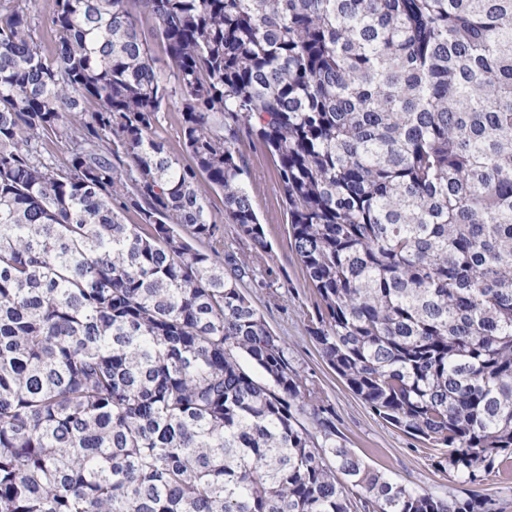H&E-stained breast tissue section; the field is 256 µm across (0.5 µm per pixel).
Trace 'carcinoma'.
Masks as SVG:
<instances>
[{
	"instance_id": "cac0c4a2",
	"label": "carcinoma",
	"mask_w": 512,
	"mask_h": 512,
	"mask_svg": "<svg viewBox=\"0 0 512 512\" xmlns=\"http://www.w3.org/2000/svg\"><path fill=\"white\" fill-rule=\"evenodd\" d=\"M31 2L0 0V512H494L336 445L208 194L265 249L267 147L322 357L482 481L512 458V0H54L50 51ZM158 133L166 141L172 153L176 155L182 153L180 126L177 112H164L161 114Z\"/></svg>"
}]
</instances>
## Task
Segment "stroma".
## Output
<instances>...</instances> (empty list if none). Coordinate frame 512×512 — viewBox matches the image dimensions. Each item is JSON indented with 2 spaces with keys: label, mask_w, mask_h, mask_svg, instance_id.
Instances as JSON below:
<instances>
[{
  "label": "stroma",
  "mask_w": 512,
  "mask_h": 512,
  "mask_svg": "<svg viewBox=\"0 0 512 512\" xmlns=\"http://www.w3.org/2000/svg\"><path fill=\"white\" fill-rule=\"evenodd\" d=\"M247 167V187L267 247L240 286L271 330L285 340L289 362L317 390L320 405L333 413L337 444L407 487L440 497L478 494L493 500L496 512H512V467L476 484L439 471L435 449L377 416L322 357L311 335L320 301L294 250L275 165L261 143L248 148Z\"/></svg>",
  "instance_id": "35a3bbf8"
}]
</instances>
